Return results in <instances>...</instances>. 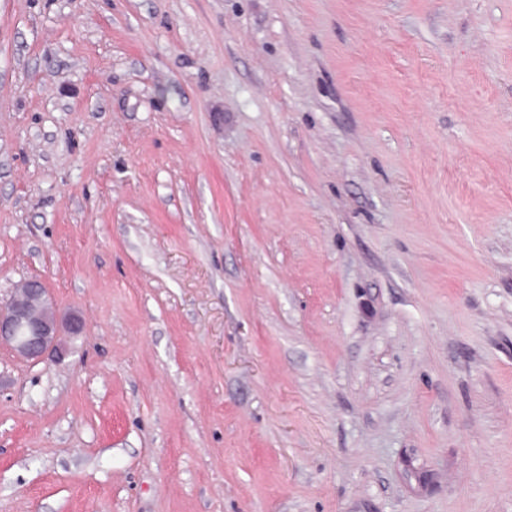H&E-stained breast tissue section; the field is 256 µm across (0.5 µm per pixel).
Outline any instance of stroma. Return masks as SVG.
Wrapping results in <instances>:
<instances>
[{
  "instance_id": "stroma-1",
  "label": "stroma",
  "mask_w": 512,
  "mask_h": 512,
  "mask_svg": "<svg viewBox=\"0 0 512 512\" xmlns=\"http://www.w3.org/2000/svg\"><path fill=\"white\" fill-rule=\"evenodd\" d=\"M33 278L0 512H512V0H0ZM65 327L77 335L81 322L75 317L66 323L60 319L40 280H28L6 299H0V345L9 346L23 359L43 360L56 350Z\"/></svg>"
}]
</instances>
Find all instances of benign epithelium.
<instances>
[{"label": "benign epithelium", "instance_id": "obj_1", "mask_svg": "<svg viewBox=\"0 0 512 512\" xmlns=\"http://www.w3.org/2000/svg\"><path fill=\"white\" fill-rule=\"evenodd\" d=\"M76 335L81 322L75 317L60 319L43 282L31 279L0 299V345L32 362L56 350L64 329Z\"/></svg>", "mask_w": 512, "mask_h": 512}]
</instances>
